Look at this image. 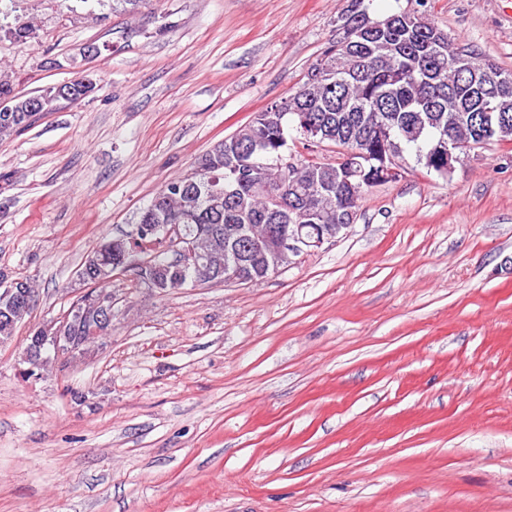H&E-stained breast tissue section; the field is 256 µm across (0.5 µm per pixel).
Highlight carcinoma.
Instances as JSON below:
<instances>
[{"mask_svg": "<svg viewBox=\"0 0 512 512\" xmlns=\"http://www.w3.org/2000/svg\"><path fill=\"white\" fill-rule=\"evenodd\" d=\"M412 16H386L388 27L359 38L351 48L337 37L293 94L228 137L237 140L238 152L226 151L221 140L197 159L193 172L169 179L140 209L130 230L87 255L76 274L80 295L65 314L69 339L63 348H56L52 336L40 335L38 326L26 336L21 363L27 367L36 361L90 355L100 345L90 338L97 325L94 297L112 287V267L131 262L137 254L150 258L153 287L161 292L224 272V264L237 253L246 256L258 283L274 271L265 268V254L248 247L238 226L305 224L312 233L325 224H352L366 192L387 183L390 157L411 149L418 166L446 177L448 143L479 148L512 141V71L454 43L425 13H419L415 23ZM35 32L33 22L20 20L5 35L23 44ZM82 86L79 78L50 87L33 96L36 105L28 112L25 97L0 70V99H18L17 111L0 112V141L21 135L56 111L60 102L84 99ZM312 127L318 130L316 139L309 135ZM293 137L306 146L327 143L341 152L331 162L300 161L291 184L276 162L280 154L292 151L288 140ZM354 145L365 153L359 163L343 152ZM167 224L180 225L182 235L195 245L200 269L176 274L165 253L142 249V227L152 226L145 239L159 244ZM20 286L28 298L11 302L0 296L1 346L13 340L37 301L31 280L20 279Z\"/></svg>", "mask_w": 512, "mask_h": 512, "instance_id": "carcinoma-1", "label": "carcinoma"}]
</instances>
